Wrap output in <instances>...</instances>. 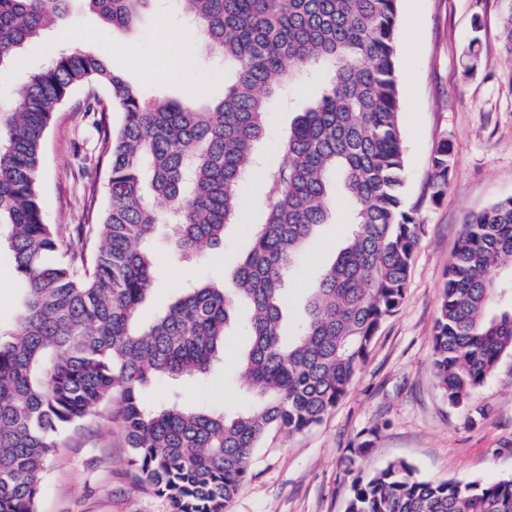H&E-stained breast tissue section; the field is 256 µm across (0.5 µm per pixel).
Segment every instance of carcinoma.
I'll return each instance as SVG.
<instances>
[{"instance_id":"obj_1","label":"carcinoma","mask_w":512,"mask_h":512,"mask_svg":"<svg viewBox=\"0 0 512 512\" xmlns=\"http://www.w3.org/2000/svg\"><path fill=\"white\" fill-rule=\"evenodd\" d=\"M70 0H0V73L68 13ZM107 25L130 30L151 0H86ZM400 0H176L209 54L224 61V98L149 99L100 57L61 52L21 86V107L0 106V243L13 256L20 310L0 328V512H37L53 450L112 399L138 482L174 512H224L271 430L301 433L347 394L382 324L403 305L423 228L403 195L399 122ZM306 77L316 95L277 143L283 162L263 173L265 220L235 264L230 286L187 279L154 322L138 321L154 285L156 225L173 250L200 260L224 245V226L247 204L269 99ZM95 99L107 200L87 223L46 222L42 147L57 112L83 85ZM121 114L113 127L107 112ZM451 142L430 156L428 193H446ZM351 231L308 296L293 336L283 334L288 276L337 195ZM166 206L160 213L153 201ZM512 197L468 214L448 265L432 335L433 369L448 405L467 412L512 352V310L495 308L512 280ZM250 348L238 373L256 406L234 413L190 406L175 393L149 408L152 382L201 378L224 358L239 307ZM350 449L345 512H512V478L462 483L419 478L404 461L367 471Z\"/></svg>"}]
</instances>
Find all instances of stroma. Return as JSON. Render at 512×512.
<instances>
[{"mask_svg":"<svg viewBox=\"0 0 512 512\" xmlns=\"http://www.w3.org/2000/svg\"><path fill=\"white\" fill-rule=\"evenodd\" d=\"M164 7L163 0H152L137 26L123 32L107 28L83 0H72L65 25L29 44L19 65L0 74V101L17 106L27 77L71 48L100 56L148 94L181 98V78L162 83L153 69L169 48L155 22ZM510 8L512 0H400L399 30L412 34L418 47L415 58L398 55L404 192L424 226L406 300L380 328L337 406L312 429L271 434L257 450L250 475L227 512H344L350 492L347 457L350 448L364 441L369 450L363 464L369 469L403 460L429 480L512 477V354L502 357L475 396L473 405L485 416L474 424L449 406L432 368L433 326L464 219L512 196V53L501 39V17ZM477 19L482 22L478 30L473 27ZM472 43L481 62L466 77L464 55ZM184 48L189 75L200 83L205 99H222L223 65L199 51L193 38H186ZM92 96L104 101L108 92L97 85L75 90L46 134L40 186L48 223H83L84 198L105 196L108 169L98 158L95 117L82 110L83 101ZM444 139L453 146L454 166L445 195L434 202L427 194L429 158ZM348 210L346 201H338L335 223L306 246L300 274L288 279L286 319L303 315L310 289L350 230ZM263 220L259 207L246 209L238 223L226 226L223 249L192 266L173 253L169 225H158L151 246L160 261L154 287L140 309L141 321L151 322L179 295L182 270L196 279L231 270L250 250L251 231ZM227 333L223 363L192 382L153 384L147 390L149 401L160 404L177 390L191 404L228 412L243 408L248 389L233 367L248 338L234 325ZM129 460L119 424L92 418L52 456L38 512H171L165 498L140 486Z\"/></svg>","mask_w":512,"mask_h":512,"instance_id":"1","label":"stroma"}]
</instances>
